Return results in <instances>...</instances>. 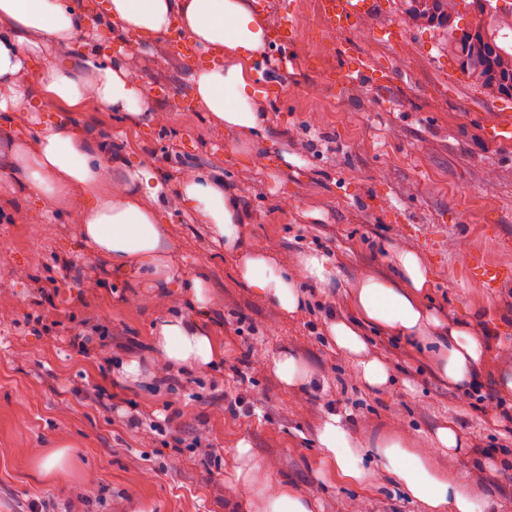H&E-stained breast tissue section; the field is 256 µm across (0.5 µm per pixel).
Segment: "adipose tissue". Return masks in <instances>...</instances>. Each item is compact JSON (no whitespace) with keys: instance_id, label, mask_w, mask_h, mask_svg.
<instances>
[{"instance_id":"obj_1","label":"adipose tissue","mask_w":512,"mask_h":512,"mask_svg":"<svg viewBox=\"0 0 512 512\" xmlns=\"http://www.w3.org/2000/svg\"><path fill=\"white\" fill-rule=\"evenodd\" d=\"M99 29L119 38L138 34L149 44L178 29L203 55L190 74L192 95L226 129L256 131L263 118L256 105L250 66L268 44L265 27L249 0H105L97 14ZM85 18L67 0H0V130L17 139L0 178L41 200L36 223L47 221L55 202L78 191L81 202L71 213L89 254L108 259L112 272L131 279L148 277L167 288L176 279L171 246L160 212L141 199L164 198L165 184L147 165L128 167L105 142L86 136L69 121L39 123L31 100L43 90L75 108L93 103L102 112L130 117L153 115L152 102L138 89V79L121 62L83 39ZM38 125L36 143L25 130ZM178 195L201 223L210 227L215 243L239 254L241 280L277 310L292 315L305 302L304 284H327L336 274L328 257L302 255L299 273L262 247L243 251L245 215L222 179L190 171L178 182ZM396 276L358 279L348 293L350 318L327 322L337 349L356 357L358 376L371 388L390 379L387 362L368 353L364 327L405 339L429 354L436 376L449 387L464 389L487 352L483 335L468 320L444 322L425 302L429 273L419 255L399 248L394 253ZM152 348L172 367L202 369L221 362L224 349L197 319L176 314L158 319ZM325 457L340 473L358 482L372 478L366 457L379 461L401 488L427 512H487L488 502L469 476L448 478L434 454L413 452L402 438L382 439L375 446L349 433L332 414L317 433ZM244 464L236 479L260 484L264 512H315L316 501L283 487L259 481L258 468L248 462V444L238 448Z\"/></svg>"}]
</instances>
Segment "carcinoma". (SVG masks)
I'll list each match as a JSON object with an SVG mask.
<instances>
[{
    "instance_id": "1",
    "label": "carcinoma",
    "mask_w": 512,
    "mask_h": 512,
    "mask_svg": "<svg viewBox=\"0 0 512 512\" xmlns=\"http://www.w3.org/2000/svg\"><path fill=\"white\" fill-rule=\"evenodd\" d=\"M464 0H440L448 17V53L475 86L512 95V7L487 4L464 28L454 25Z\"/></svg>"
}]
</instances>
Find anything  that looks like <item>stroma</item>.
<instances>
[{"label":"stroma","mask_w":512,"mask_h":512,"mask_svg":"<svg viewBox=\"0 0 512 512\" xmlns=\"http://www.w3.org/2000/svg\"><path fill=\"white\" fill-rule=\"evenodd\" d=\"M293 5L297 67L277 74L278 50L268 46L269 80L256 86L265 109L258 134L214 123L192 97L189 59L162 39L146 48L128 37L124 63L165 122L41 97L42 108L167 183L163 227L178 278L205 282V321L224 361L194 374L164 371L149 348L156 320L193 318L196 309L175 288L161 304L150 282H127L89 255L69 218L76 195L48 223L33 224L35 199L0 181V512H28L34 501L43 512H71L79 487L87 491L84 512H262L259 494L236 480L242 442L269 482L315 498L318 512H424L392 474L358 484L325 460L316 433L332 413L368 443L399 433L416 450L455 421L464 452L441 454L443 473L477 479L497 469V482L481 490L490 512H512V445L495 423L497 380L512 368L501 352L512 345V280L491 289L472 270L476 260L512 270V141L486 134L512 114V98L473 86L449 57L445 32L413 25L400 0H377L361 40L332 27L320 0ZM345 47L373 59L380 79L341 83ZM187 168L233 187L247 216V247H270L292 267L310 251L329 257L337 273L314 290L319 310L284 317L240 282L238 256L213 243L175 192ZM398 247L415 250L428 268L429 305L451 318L482 312L492 349L479 396L448 387L429 357L373 328L370 349L387 358L391 381L368 389L355 360L327 335L330 314L348 315L357 278L394 275ZM47 280L54 322L38 326L35 287ZM89 320L114 337L82 354L71 340ZM282 353L311 371L307 385L279 380L270 360ZM132 359L141 365L134 380L121 370ZM89 383L105 388L99 403L84 401ZM237 395L243 402L230 409ZM131 414L141 426H128ZM153 421L168 422L167 431L151 430ZM61 446L69 449L61 470L45 474V459Z\"/></svg>","instance_id":"stroma-1"}]
</instances>
